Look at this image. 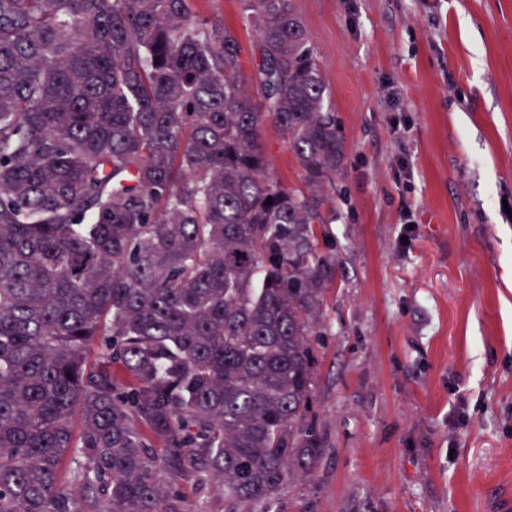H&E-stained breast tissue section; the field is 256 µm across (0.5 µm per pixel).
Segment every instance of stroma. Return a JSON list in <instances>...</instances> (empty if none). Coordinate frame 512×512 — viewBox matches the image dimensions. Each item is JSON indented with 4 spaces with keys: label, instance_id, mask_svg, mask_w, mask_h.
Listing matches in <instances>:
<instances>
[{
    "label": "stroma",
    "instance_id": "1",
    "mask_svg": "<svg viewBox=\"0 0 512 512\" xmlns=\"http://www.w3.org/2000/svg\"><path fill=\"white\" fill-rule=\"evenodd\" d=\"M235 31L239 0H195ZM345 139L335 284L277 512H502L512 501V0H294ZM275 174L304 175L273 124Z\"/></svg>",
    "mask_w": 512,
    "mask_h": 512
}]
</instances>
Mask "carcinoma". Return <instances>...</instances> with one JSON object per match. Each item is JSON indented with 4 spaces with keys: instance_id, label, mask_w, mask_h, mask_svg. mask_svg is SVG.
<instances>
[{
    "instance_id": "1",
    "label": "carcinoma",
    "mask_w": 512,
    "mask_h": 512,
    "mask_svg": "<svg viewBox=\"0 0 512 512\" xmlns=\"http://www.w3.org/2000/svg\"><path fill=\"white\" fill-rule=\"evenodd\" d=\"M240 2L247 73L191 0H0V512H191L187 479L270 512L314 474L345 141L293 0ZM261 135L275 174L287 187L305 189L303 172L288 151V144L278 129L267 122Z\"/></svg>"
}]
</instances>
